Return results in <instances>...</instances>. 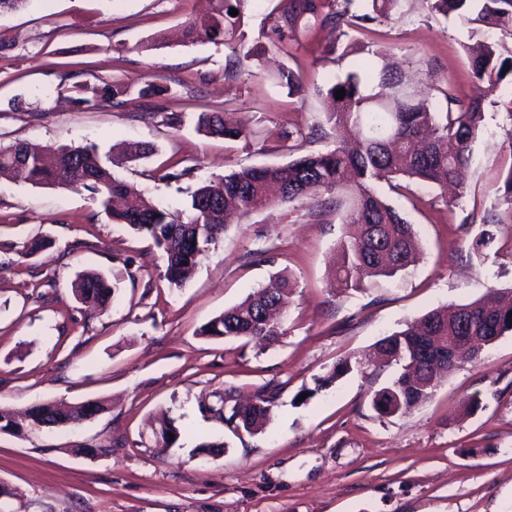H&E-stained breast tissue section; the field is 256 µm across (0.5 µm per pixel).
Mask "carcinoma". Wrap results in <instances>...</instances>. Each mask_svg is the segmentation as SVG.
Returning a JSON list of instances; mask_svg holds the SVG:
<instances>
[{"instance_id": "carcinoma-1", "label": "carcinoma", "mask_w": 512, "mask_h": 512, "mask_svg": "<svg viewBox=\"0 0 512 512\" xmlns=\"http://www.w3.org/2000/svg\"><path fill=\"white\" fill-rule=\"evenodd\" d=\"M250 0H217L214 14L187 23L185 37L191 43L224 38V43L244 48L243 18ZM355 0H281L273 30L294 36L307 35L321 27L348 31L364 29L394 15L404 14L405 0H363L365 8L352 11ZM431 9L449 16L477 7L473 21L489 29H512V0H430ZM238 15H230L231 9ZM470 74L479 81L497 86L512 78V55L502 56L493 44L470 60ZM276 82L288 94L303 93L301 77L282 68ZM138 97L155 98L170 93V88L155 81L135 83ZM345 90L343 98L337 91ZM434 91L445 101V110L436 112L421 97V91L384 64L364 75L350 73L345 80L328 88L336 99V111L327 115L330 124L356 130L355 146L337 145L325 153L300 155L282 166L242 167L217 180L199 186L190 195V214L183 221L152 199L139 197L135 206L127 205L136 194L130 183L115 177L112 169L93 146L66 147L49 155L28 154L20 143L0 149V177L13 175L34 185L84 188L93 194L117 224L150 237L164 253V277L180 287L191 276L224 232V214L247 215L263 209L270 201L268 188L278 187L280 201L292 204L303 199L315 201L322 210H334L343 224L357 226V234L340 242L341 263L336 270L334 288L341 293L357 290L371 277H391L419 259L412 226L394 206L376 192V184L418 180L440 188L463 187L481 121L482 102L459 98L446 86ZM127 87L106 84L80 104L111 103ZM198 125L206 133L227 141L248 138V132L227 125L218 112H205ZM316 127L288 132L289 149L300 150L303 143L323 137ZM290 279L280 273L270 276L237 305L224 310L201 330V335L274 343L284 335L274 312L282 309ZM116 285L105 276L88 272L73 283V293L82 302L105 309ZM469 335L504 336L512 334V305L501 304L498 292L491 290L470 303L434 309L393 333L378 344V363L399 366L402 372L391 383L376 391L374 409L382 416L398 414L403 408L428 400L438 383L462 364H472L479 356L451 361L448 349L461 335L463 324ZM352 370L344 359L331 372L316 378V389L331 387ZM278 394V385L257 388L247 404L238 402L231 392L218 396L215 405L202 408L222 421L233 433L254 434L266 425ZM106 411L100 400L79 403L53 402L31 406L25 416L13 421L10 412L0 408V428L13 436H23L43 428H64L70 423ZM155 430L162 442L157 449L169 448L180 439L179 428L166 417L157 420Z\"/></svg>"}]
</instances>
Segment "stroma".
<instances>
[{
  "label": "stroma",
  "instance_id": "stroma-1",
  "mask_svg": "<svg viewBox=\"0 0 512 512\" xmlns=\"http://www.w3.org/2000/svg\"><path fill=\"white\" fill-rule=\"evenodd\" d=\"M216 0H30L0 12V146L59 148L117 143L153 147L114 174L187 218L192 191L244 166L291 160L288 132L326 126L323 91L358 70L365 49L421 88L449 84L486 101L472 165L460 197L412 183L380 185L413 225L420 261L363 289L334 294L336 244L349 231L312 200L273 202L232 218L224 235L181 287L169 285L151 238L114 223L85 189L0 179V407L101 400L104 413L29 437L0 433V485L9 512H512V335L477 363L443 379L406 413L372 405L392 370H352L325 390L317 377L344 358L361 360L384 337L431 309L472 302L489 290L512 293V207L499 192L512 165V84L471 78L467 50L483 42L512 53V31L485 29L466 15L444 17L428 0L406 13L342 36L323 28L308 40L272 34L280 0H251L245 59L224 77L223 40L189 43L186 22ZM344 49L341 59L320 48ZM299 74L289 95L270 74ZM149 78L169 95L119 96L79 104L84 91ZM22 98L23 109L9 101ZM202 112L243 125L234 144L196 129ZM182 124L167 125L168 114ZM185 169L181 180L165 175ZM33 237L50 241L28 255ZM97 271L117 283L105 313L78 302L76 276ZM283 271L294 286L285 333L260 349L201 336L211 319ZM276 382L262 431L232 433L202 412L225 391L250 393ZM478 400L466 413L464 406ZM174 419L179 441L159 450L148 424ZM221 442L220 455L202 451ZM103 446L96 458L78 448Z\"/></svg>",
  "mask_w": 512,
  "mask_h": 512
}]
</instances>
